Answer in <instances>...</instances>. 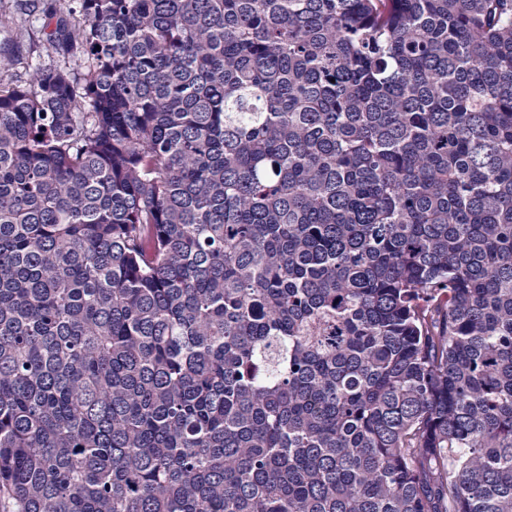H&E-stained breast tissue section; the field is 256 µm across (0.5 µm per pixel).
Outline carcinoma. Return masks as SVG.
Instances as JSON below:
<instances>
[{
    "instance_id": "obj_1",
    "label": "carcinoma",
    "mask_w": 512,
    "mask_h": 512,
    "mask_svg": "<svg viewBox=\"0 0 512 512\" xmlns=\"http://www.w3.org/2000/svg\"><path fill=\"white\" fill-rule=\"evenodd\" d=\"M33 15L0 512H512V0Z\"/></svg>"
}]
</instances>
